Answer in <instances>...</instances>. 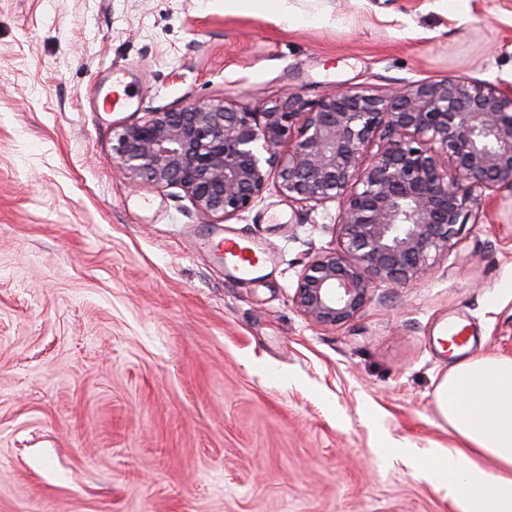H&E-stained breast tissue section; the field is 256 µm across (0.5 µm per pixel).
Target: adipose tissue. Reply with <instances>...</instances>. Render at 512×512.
<instances>
[{
    "label": "adipose tissue",
    "mask_w": 512,
    "mask_h": 512,
    "mask_svg": "<svg viewBox=\"0 0 512 512\" xmlns=\"http://www.w3.org/2000/svg\"><path fill=\"white\" fill-rule=\"evenodd\" d=\"M439 418L459 447L403 449L414 472L437 485L453 512H512V358L454 365L435 391Z\"/></svg>",
    "instance_id": "ef3b65f1"
}]
</instances>
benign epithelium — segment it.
Here are the masks:
<instances>
[{"label": "benign epithelium", "mask_w": 512, "mask_h": 512, "mask_svg": "<svg viewBox=\"0 0 512 512\" xmlns=\"http://www.w3.org/2000/svg\"><path fill=\"white\" fill-rule=\"evenodd\" d=\"M130 181L179 188L224 222L271 190L338 203L336 247L302 268L293 302L320 326L355 318L377 282L429 274L482 202L512 189V85L465 76L386 95L344 87L262 112L196 101L149 108L112 145Z\"/></svg>", "instance_id": "obj_1"}]
</instances>
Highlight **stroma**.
I'll use <instances>...</instances> for the list:
<instances>
[{
	"instance_id": "stroma-1",
	"label": "stroma",
	"mask_w": 512,
	"mask_h": 512,
	"mask_svg": "<svg viewBox=\"0 0 512 512\" xmlns=\"http://www.w3.org/2000/svg\"><path fill=\"white\" fill-rule=\"evenodd\" d=\"M316 22L219 0H0V512H449L382 443L458 446L435 389L512 358V191L434 271L323 327L292 301L337 203L267 192L218 224L131 186L113 127L157 106L260 112L291 92L512 83V0H305ZM133 83L97 108L113 70ZM269 261L226 277L215 227ZM472 344L454 354L448 323Z\"/></svg>"
}]
</instances>
